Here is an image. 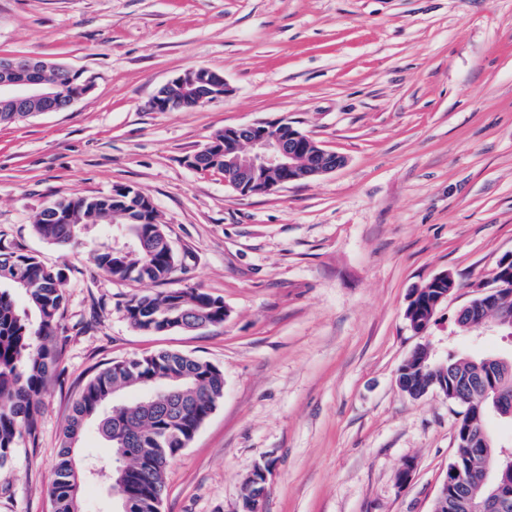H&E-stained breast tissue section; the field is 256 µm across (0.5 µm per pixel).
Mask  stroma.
<instances>
[{
  "label": "stroma",
  "instance_id": "obj_1",
  "mask_svg": "<svg viewBox=\"0 0 512 512\" xmlns=\"http://www.w3.org/2000/svg\"><path fill=\"white\" fill-rule=\"evenodd\" d=\"M1 54L69 66L92 88L0 126V245L63 270L66 297L37 438L0 478V512H54L62 427L88 379L163 350L220 368L224 399L169 462L162 512H239L265 463L262 512H433L461 408L395 379L419 345L437 361L512 355L511 334L456 324L512 251V0H0ZM198 66L232 94L150 111ZM271 121L345 166L249 197L187 166L218 131ZM120 186L152 199L180 259L170 283L111 281L85 247L34 236L55 199ZM443 272L456 287L415 334L409 294ZM171 287L207 292L227 317L134 328L127 301Z\"/></svg>",
  "mask_w": 512,
  "mask_h": 512
}]
</instances>
